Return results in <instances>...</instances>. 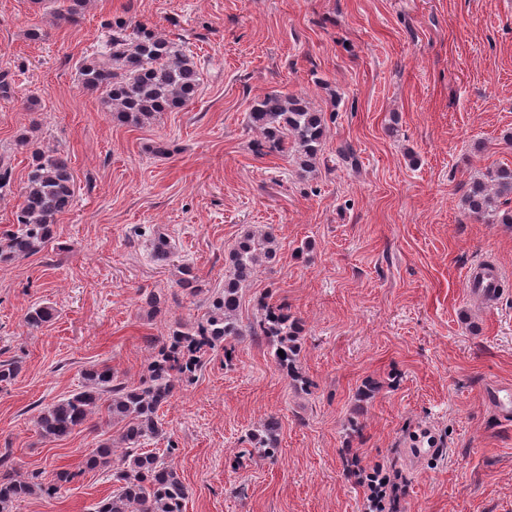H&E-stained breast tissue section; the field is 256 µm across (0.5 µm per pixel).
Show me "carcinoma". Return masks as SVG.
Instances as JSON below:
<instances>
[{
  "instance_id": "obj_1",
  "label": "carcinoma",
  "mask_w": 512,
  "mask_h": 512,
  "mask_svg": "<svg viewBox=\"0 0 512 512\" xmlns=\"http://www.w3.org/2000/svg\"><path fill=\"white\" fill-rule=\"evenodd\" d=\"M112 37L104 50L87 59L81 68L83 86L103 95L109 115L127 125L140 126L161 112L187 106L200 84V70L194 56L167 37L137 24L117 18ZM249 128L260 136L257 150L284 154L294 149L302 171L314 168L327 131L325 113L313 109L298 96L271 92L258 100L248 113ZM74 195V179L67 158L57 149L31 150V161L15 222L0 229V264L45 250L52 242L53 225L66 212ZM512 197V168L500 167L488 181L471 182L465 197L468 215L512 224V210L501 211L500 200ZM278 244L270 231H246L229 252L228 274L224 287L207 297L210 306L205 319L189 329L177 327L171 342L163 344L148 366V375L139 385L130 386L118 379L112 367H93L84 375L85 385L67 397L47 405L38 415L39 433L62 438L89 424L101 410L125 422L114 443H103L86 454V467L109 465L113 456L112 480L118 483L112 495L99 500L94 512H184L186 487L173 463L175 445L158 455L142 448L145 441L163 433L158 411L171 396L176 382L187 381L200 362L201 354L229 339L243 335L237 319L240 290L254 274L256 265L275 257ZM179 287L190 295L204 293L190 266L183 267ZM262 314L250 327L251 335L272 342L273 356L287 375L295 376L296 339L301 332L290 319L286 307L260 302ZM55 310L35 305L25 322L39 329L50 322ZM284 355H279L278 351ZM21 371L14 359L0 361V386L14 381ZM259 453L274 456L279 448V425L267 423L262 434L252 437ZM56 485L48 486L36 477L22 478L0 472V512H11L36 492L52 495Z\"/></svg>"
}]
</instances>
